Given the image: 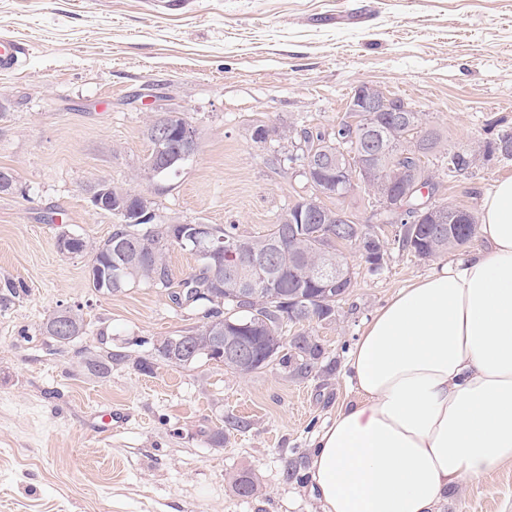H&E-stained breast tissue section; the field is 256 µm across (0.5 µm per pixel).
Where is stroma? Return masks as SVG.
<instances>
[{"label":"stroma","mask_w":512,"mask_h":512,"mask_svg":"<svg viewBox=\"0 0 512 512\" xmlns=\"http://www.w3.org/2000/svg\"><path fill=\"white\" fill-rule=\"evenodd\" d=\"M1 33L29 52L0 71V169L15 176L0 191V512H321L307 463L350 395L348 352L434 259L385 229L383 269L348 252L350 295L310 327L318 372L299 380L273 363L242 378L159 360L160 341L202 310L145 284L96 292L91 255L56 240L111 235L116 217L91 203L101 180L143 194L168 224L264 234L312 188L291 143H254V127L330 132L365 83L421 112L446 150L512 131V0H0ZM164 109L184 114L199 149L149 182L144 130ZM432 161L437 202L475 213L512 177V159L455 177ZM63 307L87 324L66 346L44 332ZM102 346L112 368L94 375L83 358ZM111 408L129 419L101 431L94 416ZM244 471L262 495L234 492ZM436 512H512V463L462 482Z\"/></svg>","instance_id":"1"}]
</instances>
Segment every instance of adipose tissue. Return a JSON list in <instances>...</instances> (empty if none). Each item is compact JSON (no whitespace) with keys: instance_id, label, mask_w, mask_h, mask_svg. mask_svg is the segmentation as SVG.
Returning a JSON list of instances; mask_svg holds the SVG:
<instances>
[{"instance_id":"1","label":"adipose tissue","mask_w":512,"mask_h":512,"mask_svg":"<svg viewBox=\"0 0 512 512\" xmlns=\"http://www.w3.org/2000/svg\"><path fill=\"white\" fill-rule=\"evenodd\" d=\"M476 235L482 249L397 292L351 350L354 396L308 464L322 512H435L512 462V178Z\"/></svg>"}]
</instances>
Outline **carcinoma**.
<instances>
[{
  "label": "carcinoma",
  "instance_id": "obj_1",
  "mask_svg": "<svg viewBox=\"0 0 512 512\" xmlns=\"http://www.w3.org/2000/svg\"><path fill=\"white\" fill-rule=\"evenodd\" d=\"M335 144L308 148L300 155L287 157L290 162L298 161L300 166L310 161L311 153L326 151L339 157L340 165L346 166V157L357 153L351 138V126L343 121L336 126ZM440 141V133L432 129L426 132L423 140L424 159L408 156L412 139L407 129L394 127L385 133V150L368 162L367 177L362 185L376 201H382L389 193L405 196L406 190L421 184L431 187L427 196L415 190L409 199V205L428 203L435 209L439 222L433 223L425 216L414 222L401 221L395 215L381 208L375 218L379 224H389L398 228V242L421 258H429L459 249L466 245L475 234L477 220L463 222L461 214L464 208L457 205L435 204L432 199L442 188L433 171L429 169L427 158L433 155ZM512 144V132L499 134L485 142L486 157L512 158V151H504L501 144ZM314 193L302 197L286 208L266 233L258 236H245L238 232L234 224L211 225L212 236L217 240L235 242L251 255L262 257L272 254L277 275L269 288H256L250 294V300H242L243 290L229 284L225 269L232 267L236 259L224 258L220 263L200 264L198 269L180 284V291L170 293L171 300L182 306L179 297L191 299L205 307L203 321L188 331L189 339L205 350L210 346L212 336L220 333L237 340L248 336L270 337L269 352L271 359L265 356L249 359L224 358L220 363L224 369L238 377H246L267 367L273 361L288 368L289 373L305 379L318 369L324 348L318 339L312 336L306 326L312 322H332L340 304L353 286L354 272L347 270L341 281L336 278L326 280L321 274L330 265L336 253L351 247L362 255V259L373 272L383 266L385 250L383 240L374 233L375 226L362 224L348 213L346 221H331L321 224L299 223V218L315 214L336 216V208L326 205L322 198H345L350 190L336 184V170L330 169L319 179L310 180ZM95 187L107 190L112 209H123L118 215L120 224L112 234L100 242H90L77 237V247L73 254H93L95 270L89 275L92 288L103 294H114L139 283L156 288L170 285L167 252L178 247L197 256L199 252L193 246L181 243L178 232L182 225L166 224L148 207L151 217L143 219L144 213L138 212L128 204L132 192L112 185L108 181H99ZM133 244L139 249V258L135 262L127 259L125 246ZM72 329L52 334V338L61 346L67 345L83 335L86 324L78 311L71 313ZM298 328L297 334L285 335L288 326ZM112 361V350L90 351L85 356V365L92 371H98ZM235 492L243 497L260 493V485L254 473L241 472L234 481Z\"/></svg>",
  "mask_w": 512,
  "mask_h": 512
}]
</instances>
